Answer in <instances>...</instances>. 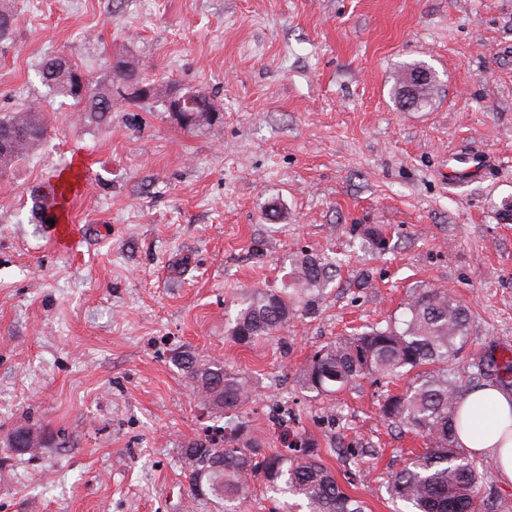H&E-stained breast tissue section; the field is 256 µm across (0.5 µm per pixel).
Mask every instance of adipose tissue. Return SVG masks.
<instances>
[{
  "label": "adipose tissue",
  "mask_w": 512,
  "mask_h": 512,
  "mask_svg": "<svg viewBox=\"0 0 512 512\" xmlns=\"http://www.w3.org/2000/svg\"><path fill=\"white\" fill-rule=\"evenodd\" d=\"M457 442L495 464L503 485H512V390L487 384L467 392L460 403Z\"/></svg>",
  "instance_id": "adipose-tissue-1"
}]
</instances>
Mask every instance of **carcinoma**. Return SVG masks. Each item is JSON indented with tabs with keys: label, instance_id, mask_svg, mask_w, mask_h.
<instances>
[{
	"label": "carcinoma",
	"instance_id": "cac0c4a2",
	"mask_svg": "<svg viewBox=\"0 0 512 512\" xmlns=\"http://www.w3.org/2000/svg\"><path fill=\"white\" fill-rule=\"evenodd\" d=\"M38 77L54 95L72 99L83 120L91 123L110 116L114 82L133 87L140 98L158 95L155 86L142 81L139 69L125 61L113 67L110 83L104 86L80 82L77 65L60 56L44 58ZM46 135L43 113L33 107L1 117L0 175L34 152ZM65 193H35L34 217L47 222L56 196ZM292 265L290 282L283 288L258 290L245 299L231 323L234 341L250 344L285 329L294 316L288 289L310 294L330 277L329 263L313 253L294 258ZM469 325V309L448 289L428 288L407 304L401 322L341 336L316 350L299 372L301 386L322 398L367 375L406 382L400 394L388 393L380 404L385 419L420 435L426 444L386 480L388 495L406 512H495V504L481 494L482 480L473 461L455 440L465 385L448 376V359L465 346ZM480 361L486 363L483 376L503 382L500 371L512 372V349L499 363L492 357ZM175 365L192 382L202 406L224 418V426L183 449L192 496L210 495L224 502V512H238L253 479L286 499L303 501L307 512H366L364 502L343 489L308 442L301 441L293 453H267L247 435L242 409L252 396L248 379L228 371L220 361L188 353L177 355ZM31 434L39 442L54 440L49 431L20 425L8 435L10 446L20 455L31 453L23 441Z\"/></svg>",
	"mask_w": 512,
	"mask_h": 512
}]
</instances>
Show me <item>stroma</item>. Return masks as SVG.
Instances as JSON below:
<instances>
[{
	"label": "stroma",
	"mask_w": 512,
	"mask_h": 512,
	"mask_svg": "<svg viewBox=\"0 0 512 512\" xmlns=\"http://www.w3.org/2000/svg\"><path fill=\"white\" fill-rule=\"evenodd\" d=\"M0 116L42 110L48 135L0 176V512H222L192 499L181 452L215 425L174 364L188 349L252 384L243 416L266 450L313 442L368 512L423 438L381 417L386 384L335 397L298 373L326 342L402 317L425 288L473 313L448 363L512 347V0H0ZM107 84L138 63L165 96L202 91L188 128L163 98L102 126L37 78L45 55ZM438 76L431 107L397 108L401 63ZM466 167V180L453 172ZM72 175L62 224L31 219L32 188ZM385 230L387 250L365 249ZM345 263L294 300L274 337L228 330L248 294L281 287L295 252ZM62 431L20 455L15 426Z\"/></svg>",
	"instance_id": "35a3bbf8"
}]
</instances>
